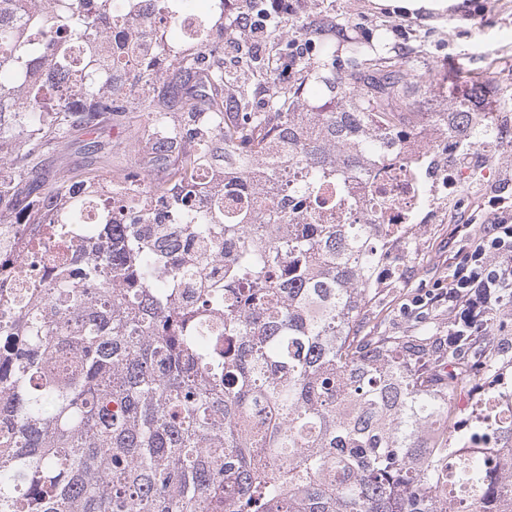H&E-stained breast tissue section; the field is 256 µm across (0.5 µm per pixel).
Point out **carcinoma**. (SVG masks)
I'll return each instance as SVG.
<instances>
[{
	"instance_id": "obj_1",
	"label": "carcinoma",
	"mask_w": 512,
	"mask_h": 512,
	"mask_svg": "<svg viewBox=\"0 0 512 512\" xmlns=\"http://www.w3.org/2000/svg\"><path fill=\"white\" fill-rule=\"evenodd\" d=\"M0 0V225L60 234L97 203L101 175L43 188V149L75 130L99 132L130 98L101 35L134 27L96 0ZM27 22L6 27L7 6ZM82 40L81 68L102 81L65 87L27 81L34 62L57 71ZM279 21L264 42L278 54ZM168 66L200 77L207 105L181 87L183 112L162 125L152 169L181 165L155 185L154 214L117 224L96 210V234L52 257L60 287L0 298V512H488L512 504V469L448 445L457 391L482 404L512 356L499 312L474 336L424 330L363 333L381 287L376 269L410 224L351 223L341 179L392 153V132L421 113L419 51L379 53L364 39L313 36L299 82L268 110L222 97V53L200 37L168 50ZM157 61L140 62L138 100L163 122L175 96ZM449 108L466 119L470 100ZM279 154L283 166L224 172L220 197L194 220L185 207L215 160ZM267 183L279 186L269 197ZM224 232V276L200 262L209 232ZM176 280L154 287L160 273ZM260 422L251 420L255 408ZM476 437L507 433L475 417Z\"/></svg>"
}]
</instances>
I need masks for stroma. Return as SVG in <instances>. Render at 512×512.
<instances>
[{
  "mask_svg": "<svg viewBox=\"0 0 512 512\" xmlns=\"http://www.w3.org/2000/svg\"><path fill=\"white\" fill-rule=\"evenodd\" d=\"M481 9L469 13L466 0H451L445 12H409L382 6L381 0H296L294 12L285 21L283 33L289 40L301 38L306 30L326 24L347 26L348 36L374 41L376 48L401 50L424 48L425 78L429 88L423 96L425 114L446 110L454 91L481 76L488 81L489 94L512 85V0H479ZM153 120L144 106L133 105L124 118L113 121L101 134L105 147L91 152L80 149L82 134L73 141L48 149L42 157L49 181L97 167L124 173L135 171L146 150L142 134ZM474 173L459 198L449 201L439 222L428 225L421 239V256L410 263L407 276L380 289L372 302L379 315L378 328L394 335L413 332L425 325L431 332H448V305L441 302L416 316L404 312L405 305L422 289L448 278L455 252L462 242L455 236L460 224L482 228L504 209L512 211V147L496 157L471 152L462 161Z\"/></svg>",
  "mask_w": 512,
  "mask_h": 512,
  "instance_id": "1",
  "label": "stroma"
}]
</instances>
